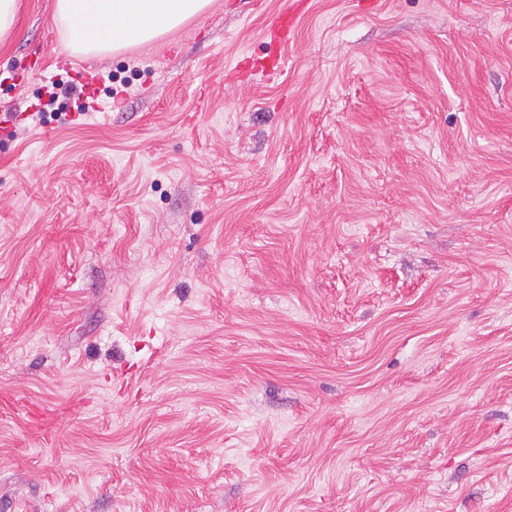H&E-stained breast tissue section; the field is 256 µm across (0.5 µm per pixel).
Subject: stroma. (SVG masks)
<instances>
[{
  "label": "stroma",
  "instance_id": "35a3bbf8",
  "mask_svg": "<svg viewBox=\"0 0 512 512\" xmlns=\"http://www.w3.org/2000/svg\"><path fill=\"white\" fill-rule=\"evenodd\" d=\"M288 2L19 0L0 512H512V0ZM209 0H56L54 19L83 55L142 45L201 14ZM298 16L290 4L287 9L280 12L276 19L270 24L271 28L281 37L283 42L292 40L296 31Z\"/></svg>",
  "mask_w": 512,
  "mask_h": 512
}]
</instances>
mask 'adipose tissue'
Segmentation results:
<instances>
[{"label":"adipose tissue","mask_w":512,"mask_h":512,"mask_svg":"<svg viewBox=\"0 0 512 512\" xmlns=\"http://www.w3.org/2000/svg\"><path fill=\"white\" fill-rule=\"evenodd\" d=\"M208 0H56L54 19L73 49L105 55L142 45L201 14Z\"/></svg>","instance_id":"1"}]
</instances>
